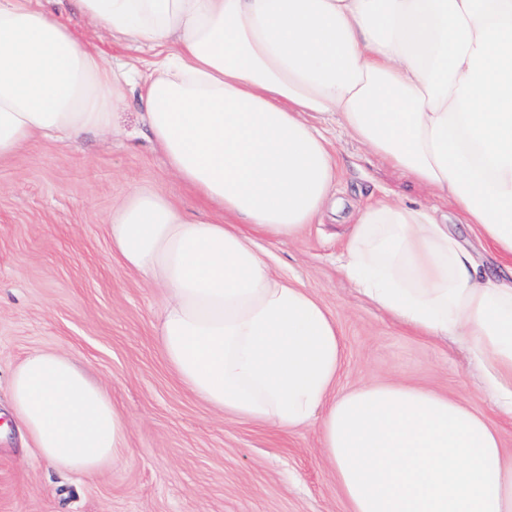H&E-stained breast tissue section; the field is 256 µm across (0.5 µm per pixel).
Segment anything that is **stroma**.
I'll return each mask as SVG.
<instances>
[{
	"instance_id": "obj_1",
	"label": "stroma",
	"mask_w": 512,
	"mask_h": 512,
	"mask_svg": "<svg viewBox=\"0 0 512 512\" xmlns=\"http://www.w3.org/2000/svg\"><path fill=\"white\" fill-rule=\"evenodd\" d=\"M114 64L147 72L155 51L115 39L74 0H33ZM113 135L33 140L0 161V512H349L314 430L278 433L216 413L174 377L155 342L163 290L112 254V209L137 187L192 213L195 195L168 169L140 117L131 85ZM335 196L296 239L259 238L274 272L307 288L334 315L345 355L339 387L370 380L457 396L502 431L512 420L485 394L465 342L407 330L359 294L336 257L351 209L377 201L430 212L450 204L370 152L341 127ZM37 350L68 354L112 394L128 420V458L85 476L49 465L9 409L13 370Z\"/></svg>"
}]
</instances>
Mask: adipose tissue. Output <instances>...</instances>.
Segmentation results:
<instances>
[{
  "mask_svg": "<svg viewBox=\"0 0 512 512\" xmlns=\"http://www.w3.org/2000/svg\"><path fill=\"white\" fill-rule=\"evenodd\" d=\"M149 43L140 109L200 206L137 188L112 253L164 289L156 341L179 382L278 432L316 425L350 512H512V455L460 398L373 381L337 388L344 345L308 289L255 238L301 235L336 183V121L475 225L498 272L430 213L379 202L342 267L420 336H461L512 419V0H77ZM128 79L31 0H0V160L34 137L111 133ZM12 409L53 466L96 474L128 453L127 420L71 357L29 355Z\"/></svg>",
  "mask_w": 512,
  "mask_h": 512,
  "instance_id": "adipose-tissue-1",
  "label": "adipose tissue"
}]
</instances>
